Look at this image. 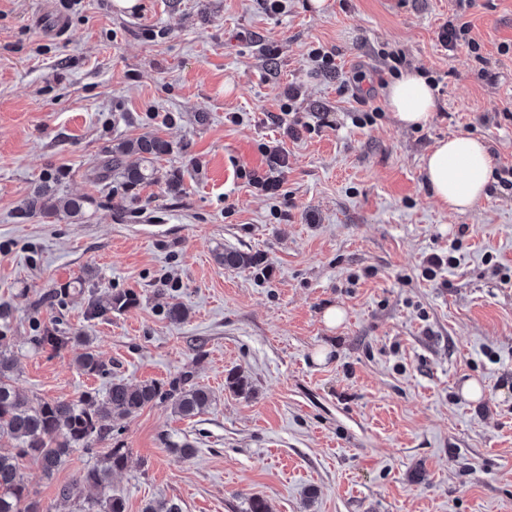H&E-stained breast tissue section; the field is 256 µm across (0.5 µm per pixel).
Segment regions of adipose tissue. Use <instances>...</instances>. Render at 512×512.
Masks as SVG:
<instances>
[{
  "instance_id": "obj_1",
  "label": "adipose tissue",
  "mask_w": 512,
  "mask_h": 512,
  "mask_svg": "<svg viewBox=\"0 0 512 512\" xmlns=\"http://www.w3.org/2000/svg\"><path fill=\"white\" fill-rule=\"evenodd\" d=\"M388 107L398 125L419 128L435 110L434 89L419 72L409 71L387 87ZM430 193L450 211L471 210L483 197L492 174L486 145L473 136L439 141L424 160Z\"/></svg>"
}]
</instances>
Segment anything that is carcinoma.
Masks as SVG:
<instances>
[{
	"label": "carcinoma",
	"mask_w": 512,
	"mask_h": 512,
	"mask_svg": "<svg viewBox=\"0 0 512 512\" xmlns=\"http://www.w3.org/2000/svg\"><path fill=\"white\" fill-rule=\"evenodd\" d=\"M142 155L144 165H128L124 157L131 151ZM172 144L158 136H144L136 142H120L111 154L91 169L97 182L108 180L112 172L121 171L124 184L136 187L157 180L155 163L169 155ZM91 200L84 196H57V188L46 181L27 199L24 213L30 217L56 218L85 214ZM217 260L227 268H246L257 264V257L239 251L217 253ZM76 291L84 296V317L106 320L112 313L122 311L137 302L125 292L100 294L85 287L78 279L59 289V294ZM37 345L62 349L70 343L84 347L75 359L78 371L87 375H103L105 364L93 349V338L76 333L66 336L55 328H45L43 334L33 337ZM16 358L14 353L0 345V442L12 444V452L0 451V512H125L122 498L108 495L112 475L127 466L126 449L116 444L109 449L101 463L89 467L79 482L60 489L58 500L63 510L43 508L30 498L19 460L29 458L44 474L54 473L74 450H92L96 442L114 440L111 420L130 416L142 408L157 403H170L173 413L180 417H194L212 404L210 391L191 383L192 372L186 371L169 383V388L154 381L129 384L111 381L105 393L87 391L75 400L33 399L23 395L14 385ZM97 490L93 499L80 500L79 485Z\"/></svg>",
	"instance_id": "cac0c4a2"
}]
</instances>
